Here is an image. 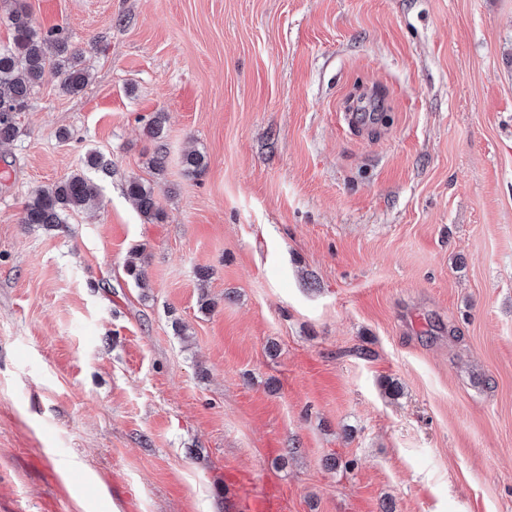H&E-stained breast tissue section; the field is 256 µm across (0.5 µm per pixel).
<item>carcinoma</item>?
<instances>
[{
  "label": "carcinoma",
  "instance_id": "obj_1",
  "mask_svg": "<svg viewBox=\"0 0 512 512\" xmlns=\"http://www.w3.org/2000/svg\"><path fill=\"white\" fill-rule=\"evenodd\" d=\"M8 26L12 33L9 45L0 47V145L14 140L19 132L18 113L27 109L30 98L45 74L54 72L59 88L66 94H77L88 84L83 66L85 50L72 46L61 28L39 31L23 0H13L9 8ZM165 116L157 112L144 131L155 143L153 160L156 171H163ZM186 175L196 177L205 167V159L193 150L182 161ZM125 193L147 222L162 220L155 197V187L141 178H130ZM99 185L83 173H73L51 185L36 189L23 209L24 224H63L76 212L98 197ZM143 252L135 250L126 262V273L139 287L145 286Z\"/></svg>",
  "mask_w": 512,
  "mask_h": 512
}]
</instances>
